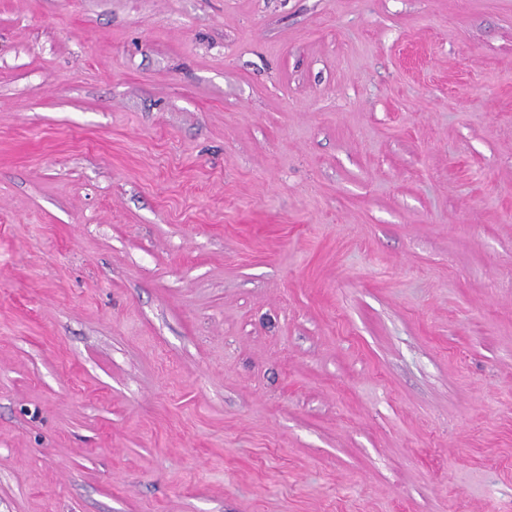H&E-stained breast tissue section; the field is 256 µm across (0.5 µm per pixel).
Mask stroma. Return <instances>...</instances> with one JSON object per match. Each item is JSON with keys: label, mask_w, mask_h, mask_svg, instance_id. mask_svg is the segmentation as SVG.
I'll return each mask as SVG.
<instances>
[{"label": "stroma", "mask_w": 512, "mask_h": 512, "mask_svg": "<svg viewBox=\"0 0 512 512\" xmlns=\"http://www.w3.org/2000/svg\"><path fill=\"white\" fill-rule=\"evenodd\" d=\"M0 512H512V0H0Z\"/></svg>", "instance_id": "35a3bbf8"}]
</instances>
